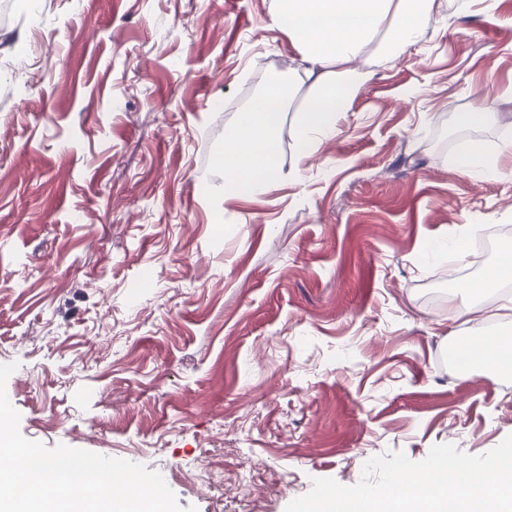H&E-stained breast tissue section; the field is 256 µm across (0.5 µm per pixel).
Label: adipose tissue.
<instances>
[{
  "label": "adipose tissue",
  "instance_id": "obj_1",
  "mask_svg": "<svg viewBox=\"0 0 512 512\" xmlns=\"http://www.w3.org/2000/svg\"><path fill=\"white\" fill-rule=\"evenodd\" d=\"M445 4L446 0H278L272 23L288 34L303 69L289 73L287 85L270 84L239 112L218 159L225 195H259L282 181L278 131L288 110L287 90L304 93L295 140L296 154L304 159L335 137L340 116L368 83L371 73L358 66V58L373 46L387 62L404 54L421 41ZM511 155L509 134L492 154L480 143H469L455 164L460 171L490 179L501 173L500 157ZM458 349L465 363L512 369V346L498 340L476 348L463 337Z\"/></svg>",
  "mask_w": 512,
  "mask_h": 512
}]
</instances>
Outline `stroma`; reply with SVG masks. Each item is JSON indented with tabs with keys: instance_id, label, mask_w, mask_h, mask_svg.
<instances>
[{
	"instance_id": "obj_1",
	"label": "stroma",
	"mask_w": 512,
	"mask_h": 512,
	"mask_svg": "<svg viewBox=\"0 0 512 512\" xmlns=\"http://www.w3.org/2000/svg\"><path fill=\"white\" fill-rule=\"evenodd\" d=\"M276 0H13L0 25V364L19 431L160 473L197 512H285L387 452L478 455L512 433V372L459 336L512 331V280L467 291L466 225L510 228L512 0H450L372 66L298 179L225 199L237 112L300 63ZM489 97L480 127L457 112ZM484 321H465L464 307ZM512 155V134L504 136L499 142L495 154H488L478 142L466 145L456 156L455 164L460 171L479 178L490 179L501 175L499 159ZM458 349L465 362L462 367L463 373H466L469 370V365L475 362L490 368L507 371L512 369V346H506L496 339L486 342L479 348H474L470 344L469 338L463 337L458 341Z\"/></svg>"
}]
</instances>
